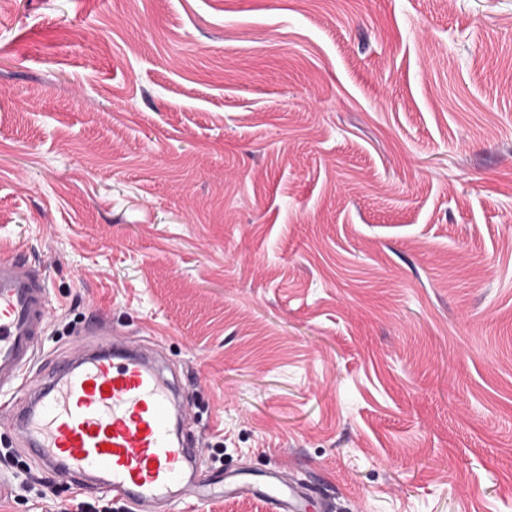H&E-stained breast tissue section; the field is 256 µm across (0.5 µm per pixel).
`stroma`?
<instances>
[{
  "instance_id": "stroma-1",
  "label": "stroma",
  "mask_w": 512,
  "mask_h": 512,
  "mask_svg": "<svg viewBox=\"0 0 512 512\" xmlns=\"http://www.w3.org/2000/svg\"><path fill=\"white\" fill-rule=\"evenodd\" d=\"M1 246L49 278L34 373L94 309L157 336L203 480L512 512V0H6Z\"/></svg>"
}]
</instances>
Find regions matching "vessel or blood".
Listing matches in <instances>:
<instances>
[{"mask_svg": "<svg viewBox=\"0 0 512 512\" xmlns=\"http://www.w3.org/2000/svg\"><path fill=\"white\" fill-rule=\"evenodd\" d=\"M54 317L44 269L0 249V393L26 388L5 422L26 453L59 481L111 493L131 512H170L202 498L203 448L185 428L192 406L157 340L131 342L103 314L84 323L81 344L27 380ZM224 494L262 501L269 512H304L306 496L284 469L257 480L225 473Z\"/></svg>", "mask_w": 512, "mask_h": 512, "instance_id": "vessel-or-blood-1", "label": "vessel or blood"}]
</instances>
